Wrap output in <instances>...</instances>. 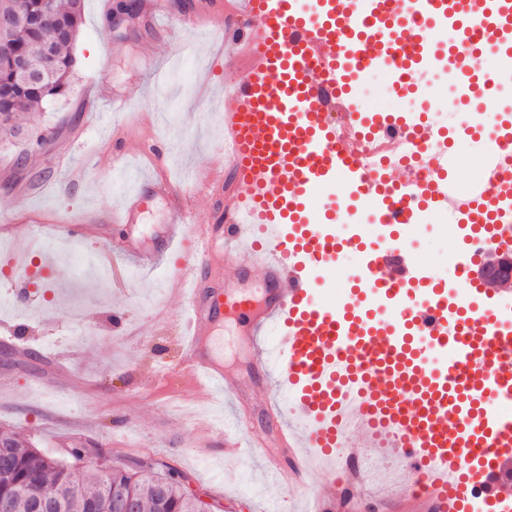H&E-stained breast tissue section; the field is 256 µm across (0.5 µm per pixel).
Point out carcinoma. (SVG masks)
I'll list each match as a JSON object with an SVG mask.
<instances>
[{"instance_id": "1", "label": "carcinoma", "mask_w": 512, "mask_h": 512, "mask_svg": "<svg viewBox=\"0 0 512 512\" xmlns=\"http://www.w3.org/2000/svg\"><path fill=\"white\" fill-rule=\"evenodd\" d=\"M81 25V0H54L42 23L14 26L8 45L0 47V93L9 92L0 98V137L14 134L20 113L39 110L69 92ZM46 44L54 47L50 58L42 52ZM19 57L46 72L43 82L26 84L15 78ZM4 470L0 500L8 502L11 512H32L37 498L50 505V512H122L125 501L135 503L138 512H203L201 502L178 478L78 469L22 445L8 431H0V472Z\"/></svg>"}]
</instances>
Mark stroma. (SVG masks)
Instances as JSON below:
<instances>
[{"label": "stroma", "mask_w": 512, "mask_h": 512, "mask_svg": "<svg viewBox=\"0 0 512 512\" xmlns=\"http://www.w3.org/2000/svg\"><path fill=\"white\" fill-rule=\"evenodd\" d=\"M117 2L84 0L69 94L27 113L25 134L0 143V196L9 197L18 216L13 236L0 243V321L20 326L13 336L0 331V429L64 461L71 449L87 448V467L95 466L99 452L113 468L141 469L149 477L171 467L209 512H263L281 489L263 477L260 457L278 440L263 418L264 393L235 324H224V371L250 400L257 446L249 455H220L223 439L199 431L196 422L200 410L223 412V401H207L187 377L167 373L179 359V278L189 241H177L163 266L130 270L129 288L118 293L99 261L98 243L70 246L33 236L38 215L103 217L132 188L137 170L158 165L191 189L194 223L211 215L212 204L195 192V181L225 167L217 99L240 73L225 69L208 31L152 23L155 13H195L201 0H138L131 17L116 11ZM427 82L432 94L421 102L396 96L377 72L360 88V102L369 112L434 113L457 101L460 90L446 72L431 71ZM100 87L128 98L131 108L108 111L96 95ZM156 139L175 146L158 162ZM124 146L134 154L120 171ZM19 156L24 163L18 167ZM75 171L86 174L77 186L67 182ZM463 242L454 226L425 223L408 235L404 257L407 265L439 274L449 244ZM47 251L60 256L48 276L32 284L16 277L17 258L27 257L34 267ZM117 305L128 318L122 335L112 332Z\"/></svg>", "instance_id": "1"}]
</instances>
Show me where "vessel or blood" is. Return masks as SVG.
I'll return each mask as SVG.
<instances>
[{"label":"vessel or blood","instance_id":"b4317fda","mask_svg":"<svg viewBox=\"0 0 512 512\" xmlns=\"http://www.w3.org/2000/svg\"><path fill=\"white\" fill-rule=\"evenodd\" d=\"M237 0L218 20L200 15L182 25L217 29L224 63L244 76L223 92L225 171L200 177L219 205L194 228L183 295L186 322L180 368L202 395L243 394L224 374L214 332L241 322L260 383L275 385L264 405L280 444L266 467L278 479L328 466L343 476L341 498L359 499L367 448L409 467L421 512H470L471 488L496 512H512V492L488 479L512 453V309L483 299L468 278L478 250L512 235V157L485 155L467 191H458L447 161H431L423 184L393 186L366 169L360 155L376 140L383 151L433 137L436 126L397 113L358 109L372 73L416 97L433 69L465 84L470 59L489 48L512 64V0ZM348 184L373 208L379 244L356 223L336 227L335 193ZM162 198L187 221L185 194L167 176L144 177L106 223L121 227L113 251L141 269L160 265L176 228L145 247L133 226L146 202ZM463 215L479 249L467 250L448 275L408 267L403 235L427 209ZM94 225L60 217L59 237L78 243ZM351 253L346 298H320L319 274ZM239 419L224 426L226 455L251 450ZM313 497L316 512L335 498L299 485L265 512H291Z\"/></svg>","mask_w":512,"mask_h":512}]
</instances>
